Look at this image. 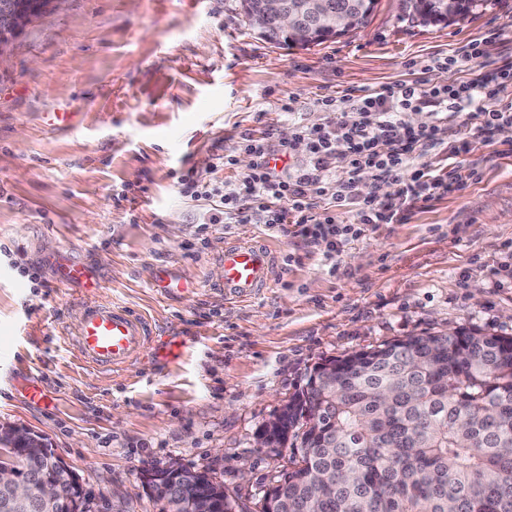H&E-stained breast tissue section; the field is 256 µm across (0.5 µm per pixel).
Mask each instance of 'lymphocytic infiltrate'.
Segmentation results:
<instances>
[{"instance_id": "f902f5d3", "label": "lymphocytic infiltrate", "mask_w": 512, "mask_h": 512, "mask_svg": "<svg viewBox=\"0 0 512 512\" xmlns=\"http://www.w3.org/2000/svg\"><path fill=\"white\" fill-rule=\"evenodd\" d=\"M321 104L329 120L297 126L291 140L274 144L267 137L241 133L233 151L224 154V164L234 166L239 151L251 155L253 163L234 189L205 182L188 170L178 178L181 193L218 198L220 207L209 218L213 224H294L296 235L318 246L324 258L334 259L345 243L361 236L363 227L403 223L417 203L464 190L477 179L473 167L445 174L432 169L426 157L440 142L439 126L414 127L404 116L467 111L473 136L494 142L501 126L512 125V63L443 86L396 82L358 96L349 112H337L328 96ZM300 141L306 157L298 163L294 151ZM279 160L284 163L280 169L275 166ZM338 162L347 167L340 177L332 173ZM371 179L377 188L364 194ZM348 212L353 221H344Z\"/></svg>"}]
</instances>
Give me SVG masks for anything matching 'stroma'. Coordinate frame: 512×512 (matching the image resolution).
<instances>
[{
  "label": "stroma",
  "mask_w": 512,
  "mask_h": 512,
  "mask_svg": "<svg viewBox=\"0 0 512 512\" xmlns=\"http://www.w3.org/2000/svg\"><path fill=\"white\" fill-rule=\"evenodd\" d=\"M20 43L0 56V425L47 434L88 512H158L141 473L174 460L253 507L285 463L256 434L319 363L414 334L512 336V155L497 148L508 128L493 145L470 137L467 115L441 120L468 148L433 149L429 162L475 165L478 180L367 227L333 261L283 229L203 223L212 201L177 187L190 168L234 184L251 158L221 157L239 133L291 138L327 121L323 97L348 112L351 97L397 81L469 79L435 61L474 43L490 64L512 63V0L429 27L402 0H379L365 27L306 48L257 38L238 0H66ZM238 240L272 247L273 282L231 302L222 257ZM63 249L96 287L56 285L48 258ZM161 270L188 291L162 296ZM90 298L148 324L122 370L77 357L71 331ZM173 338L182 354L161 359ZM33 381L44 403L29 399Z\"/></svg>",
  "instance_id": "1"
}]
</instances>
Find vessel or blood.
Masks as SVG:
<instances>
[{"label":"vessel or blood","instance_id":"obj_1","mask_svg":"<svg viewBox=\"0 0 512 512\" xmlns=\"http://www.w3.org/2000/svg\"><path fill=\"white\" fill-rule=\"evenodd\" d=\"M224 295L245 299L258 294L270 282L273 257L258 243H236L224 248ZM50 263L63 285L94 287L92 274L68 252L54 255ZM147 341V332L137 315L112 303H89L83 308L76 331L78 355L88 366L112 371L122 369Z\"/></svg>","mask_w":512,"mask_h":512}]
</instances>
